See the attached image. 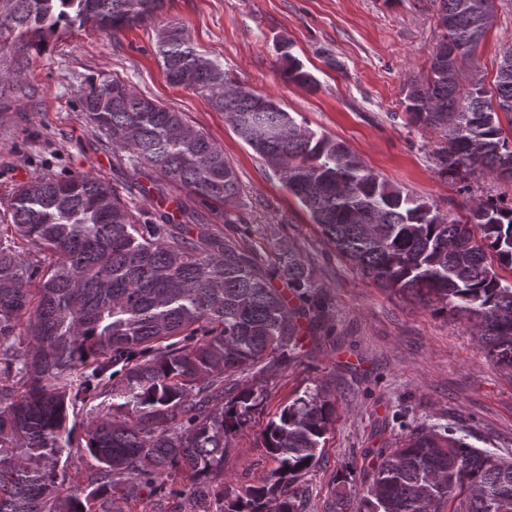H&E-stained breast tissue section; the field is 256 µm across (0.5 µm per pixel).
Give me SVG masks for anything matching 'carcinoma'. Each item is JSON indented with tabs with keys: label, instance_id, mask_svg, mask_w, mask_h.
Instances as JSON below:
<instances>
[{
	"label": "carcinoma",
	"instance_id": "obj_1",
	"mask_svg": "<svg viewBox=\"0 0 512 512\" xmlns=\"http://www.w3.org/2000/svg\"><path fill=\"white\" fill-rule=\"evenodd\" d=\"M476 0H439L451 25L433 60L455 50L474 59L489 24ZM164 0H0V112L26 96L34 53L50 38L91 27L119 33L152 19ZM167 81L206 94L235 133L276 168L333 247L383 288L442 304L474 322L496 365L512 373V201L480 199L452 218L365 165L343 142L297 121L245 86L229 93L224 67L199 52L187 29L158 34ZM289 81L315 88L293 55ZM405 84L408 122L441 134L442 173H490L512 182V48L494 85H467L436 64ZM92 131L114 165L151 168L218 204L241 186L224 151L179 112L118 78L80 94ZM145 213L104 178L46 173L20 184L0 212V512H125L147 494L156 512L176 499L189 512H305L301 482L319 461L334 401L307 392L277 409L261 447L275 468L255 485L224 490L229 439L261 394L233 379L286 365L296 319L322 308L300 259L267 272L257 254L216 235L206 218L179 208ZM42 255L34 265L22 258ZM38 287L31 288L35 277ZM280 277L304 302L290 306ZM97 401L84 442L69 410ZM82 448L94 464L60 492L65 454ZM370 483L354 500L336 491L327 512H512V460L447 429H416L395 448H371Z\"/></svg>",
	"mask_w": 512,
	"mask_h": 512
}]
</instances>
